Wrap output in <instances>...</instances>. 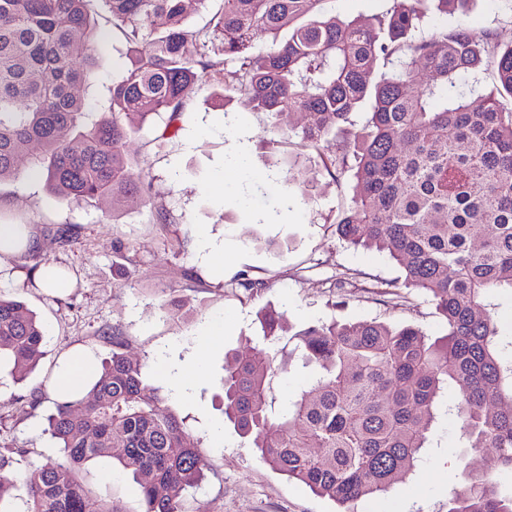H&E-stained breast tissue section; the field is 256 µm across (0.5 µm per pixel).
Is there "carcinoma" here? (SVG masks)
I'll return each mask as SVG.
<instances>
[{
  "mask_svg": "<svg viewBox=\"0 0 512 512\" xmlns=\"http://www.w3.org/2000/svg\"><path fill=\"white\" fill-rule=\"evenodd\" d=\"M94 0H0V182L29 158L50 192L68 204L108 199L116 211L149 203L126 143L135 120L182 117L188 91L219 77L223 97L271 118L270 141L294 138L322 170L346 176L351 204L336 222L346 244L395 261L400 287L429 297L438 337L413 324L336 318L295 332L293 352L224 360V418L253 437L273 470L351 512L419 461L435 409L453 386L465 439L462 457L497 450L496 476L466 462L448 491V512H512V361L503 360L496 318L512 296V43L494 34L432 27L477 0H389L368 22L328 17L323 0H218L213 26L186 23L208 0H102L129 45V64L108 105L89 111L83 84L97 65ZM271 45L257 51V37ZM432 82H419L416 70ZM492 71L489 91L457 90L464 73ZM357 112L368 114L358 129ZM247 296L266 287L241 273ZM44 328L26 304L0 294V363L22 380L35 368ZM112 336V352L85 394L55 401L48 431L61 457L15 475L21 448L0 451L4 493L22 480L27 512H85L77 471L106 456L136 478L143 512H181L206 460L143 365ZM310 370L279 415L270 380L292 353Z\"/></svg>",
  "mask_w": 512,
  "mask_h": 512,
  "instance_id": "1",
  "label": "carcinoma"
}]
</instances>
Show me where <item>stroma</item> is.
<instances>
[{
    "label": "stroma",
    "mask_w": 512,
    "mask_h": 512,
    "mask_svg": "<svg viewBox=\"0 0 512 512\" xmlns=\"http://www.w3.org/2000/svg\"><path fill=\"white\" fill-rule=\"evenodd\" d=\"M96 18L106 34L88 76L98 110L128 59L106 10L98 9ZM440 23L491 30L507 43L512 0H478L468 14ZM220 92L215 80L192 89L175 137L164 136L166 118L160 115L147 118L128 142V152L150 175V206L133 203L116 212L105 201L60 202L44 179L32 178L24 157L16 176L0 182V224L35 225L39 239L35 256L0 267V293L24 301L46 328L44 354L23 382L0 373V448L23 449L14 465L19 472L56 456L46 431L57 398L53 372L75 348L106 357L117 331L127 355L167 395L169 408L185 419L207 458L205 478L185 494L182 512H336L333 500L265 465L250 441L225 423V352L251 356L262 349L257 312L265 306L285 312L287 326L295 329L332 315L412 323L433 335L440 326L424 295L409 294L398 304L392 296L368 293L371 284L398 281L402 272L385 254L338 239L335 222L352 195L348 180L321 171L316 153L300 139L272 146L268 115L236 99L222 102ZM242 148L249 172L236 178L227 162ZM286 156L295 164L290 186L281 164ZM160 208L169 223L157 222ZM202 234L223 247V269L198 251ZM120 242L129 248L128 259L116 252ZM38 259L63 268L72 288L58 293L28 287L27 271ZM244 271L267 281V289L244 298L236 284ZM173 300L190 307L192 317L170 318L162 306ZM214 317L224 320L222 335H204ZM190 366L196 374L176 393L170 374ZM33 391L41 394L40 405L23 407L21 396ZM456 398L453 390L443 396L430 445L414 471L387 493L356 501L353 512H448V490L462 466L461 431L448 414ZM81 479L89 490L86 512H98L107 494L125 512H143L138 483L110 458L88 462Z\"/></svg>",
    "instance_id": "1"
}]
</instances>
